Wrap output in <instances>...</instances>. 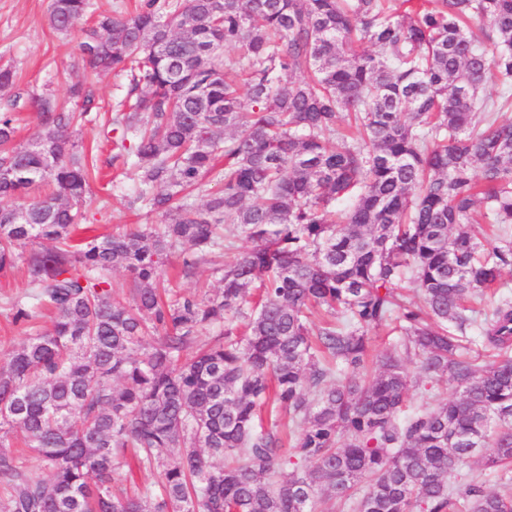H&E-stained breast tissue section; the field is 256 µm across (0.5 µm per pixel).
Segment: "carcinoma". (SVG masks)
Returning a JSON list of instances; mask_svg holds the SVG:
<instances>
[{
    "label": "carcinoma",
    "mask_w": 512,
    "mask_h": 512,
    "mask_svg": "<svg viewBox=\"0 0 512 512\" xmlns=\"http://www.w3.org/2000/svg\"><path fill=\"white\" fill-rule=\"evenodd\" d=\"M88 6L51 0L52 27ZM78 48L85 76H129L112 160L165 224L70 245L89 188L74 130L100 110L87 83L77 111L35 101L33 144L13 145L22 96L0 111V272L52 242L26 259L13 322L53 313L0 357V439L21 432L43 463L0 449V512H312L324 496L512 512V0H138ZM210 176L222 187L197 205ZM238 237L254 247L214 294L160 292L173 251L188 271ZM405 280L419 300L399 298ZM391 322L399 348L372 372L367 330ZM477 322L490 360L467 354ZM413 360L427 402L406 412ZM443 377L455 396L432 403ZM132 463L159 470V497L114 489Z\"/></svg>",
    "instance_id": "carcinoma-1"
}]
</instances>
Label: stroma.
<instances>
[{
	"label": "stroma",
	"instance_id": "obj_1",
	"mask_svg": "<svg viewBox=\"0 0 512 512\" xmlns=\"http://www.w3.org/2000/svg\"><path fill=\"white\" fill-rule=\"evenodd\" d=\"M51 0H0V63H12L16 70L13 87L0 91V106L9 97L21 95L26 102L19 114L16 141L34 140L41 128L33 104L35 98L50 95L59 103L75 107L69 93L79 74L78 44L80 32L59 34L49 22ZM90 155L88 160L98 173L90 181L89 194L83 206L85 219L78 238L97 234L118 233L135 224H160L161 215L139 207H130L134 192L132 181L122 177L112 164V152L103 145L98 124L82 126L76 133ZM226 257L216 251L176 282L180 295L201 293L220 286V269ZM25 260H18L11 270L0 273V352L8 351L26 339L23 329L12 321L11 302L27 293Z\"/></svg>",
	"mask_w": 512,
	"mask_h": 512
}]
</instances>
